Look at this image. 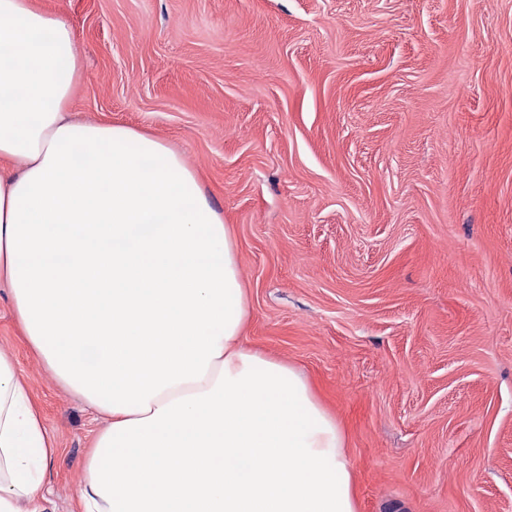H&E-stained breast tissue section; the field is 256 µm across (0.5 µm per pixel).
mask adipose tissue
Masks as SVG:
<instances>
[{
  "label": "adipose tissue",
  "mask_w": 512,
  "mask_h": 512,
  "mask_svg": "<svg viewBox=\"0 0 512 512\" xmlns=\"http://www.w3.org/2000/svg\"><path fill=\"white\" fill-rule=\"evenodd\" d=\"M82 75L67 19L0 0V281L31 348L107 417L79 512H357L336 418L242 343L228 225L163 141L69 117ZM55 453L0 350V512H45Z\"/></svg>",
  "instance_id": "1"
}]
</instances>
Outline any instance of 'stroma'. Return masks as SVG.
Wrapping results in <instances>:
<instances>
[{
  "instance_id": "35a3bbf8",
  "label": "stroma",
  "mask_w": 512,
  "mask_h": 512,
  "mask_svg": "<svg viewBox=\"0 0 512 512\" xmlns=\"http://www.w3.org/2000/svg\"><path fill=\"white\" fill-rule=\"evenodd\" d=\"M83 59L75 118L168 144L228 224L243 344L342 424L358 512H512V0H35ZM0 348L76 512L104 420Z\"/></svg>"
}]
</instances>
